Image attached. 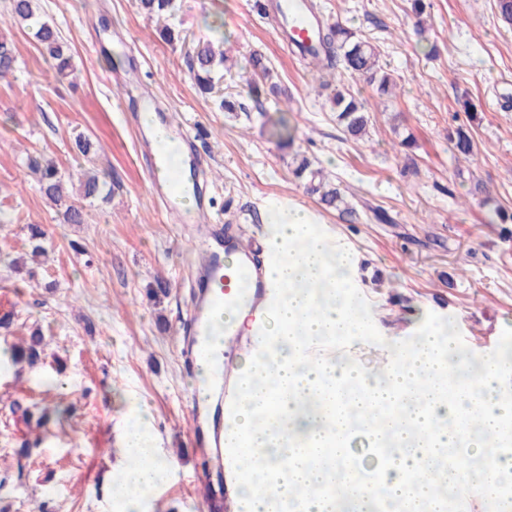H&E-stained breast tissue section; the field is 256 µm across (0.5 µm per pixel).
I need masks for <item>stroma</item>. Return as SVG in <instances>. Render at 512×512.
Returning <instances> with one entry per match:
<instances>
[{"mask_svg":"<svg viewBox=\"0 0 512 512\" xmlns=\"http://www.w3.org/2000/svg\"><path fill=\"white\" fill-rule=\"evenodd\" d=\"M325 22L353 28L374 44L380 62L400 83L392 100H373L369 138L345 139L320 82L373 99L372 90L340 69L318 72L291 53L274 15L255 0H176L170 24L192 39H223L233 68L224 96L241 111L218 109L219 96L200 93L188 71L187 46L166 43L156 20L136 0H38L72 50L73 74L48 77L50 63L21 27L7 23L18 60L0 81V288L9 291L13 323L0 328V348L45 336L34 366L0 367V457L22 441L33 444L21 468L0 471V512H118L109 471L119 457L117 435L137 399L150 408L160 451L178 468L159 488L149 512H189L202 454L188 434L189 389L178 351V328L191 303L196 228L178 223L149 189L140 152V101L125 97L132 75L164 113L183 121L200 157V181L215 223L231 224L245 242L260 238L261 210L285 198L318 213L338 245L358 254L355 287L378 324L359 353L383 370L387 345L409 339L415 317L453 320L467 353L499 354L512 343V24L496 0H425L415 16L410 0H315ZM424 33H417V25ZM270 60L281 95L255 88L246 66L251 52ZM477 154L455 158L450 134L469 116ZM295 128L294 147L278 146L279 118ZM101 151L84 156L78 134ZM413 136L405 148L401 140ZM346 190L358 223L322 206L291 173L294 151ZM45 157L66 171L108 173L112 198L96 203L84 224L60 223L34 188L27 163ZM486 192L473 194L475 184ZM387 211L380 224L374 210ZM40 224L51 248L36 277L14 272L25 255L27 227ZM166 281V294L156 293ZM58 374L62 389L49 390ZM59 406L48 427L25 424L13 403Z\"/></svg>","mask_w":512,"mask_h":512,"instance_id":"stroma-1","label":"stroma"}]
</instances>
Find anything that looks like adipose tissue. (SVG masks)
Masks as SVG:
<instances>
[{
  "label": "adipose tissue",
  "mask_w": 512,
  "mask_h": 512,
  "mask_svg": "<svg viewBox=\"0 0 512 512\" xmlns=\"http://www.w3.org/2000/svg\"><path fill=\"white\" fill-rule=\"evenodd\" d=\"M262 222L269 307L251 311L232 291L218 297L215 321L220 329L232 316L234 330L252 342L238 409L224 422L240 512H340L336 474L320 459L348 457L352 424L344 403L362 416L389 411L386 424L367 432L373 442L392 443L389 456L377 458L372 480L345 479L350 512H373L379 497L389 512H444L430 481L434 471L459 497L492 495L511 480L512 455L496 445L512 423V362L485 357L478 379L449 392L455 346L428 321L412 341L393 344L380 373L323 354L336 341L354 347L373 333L371 313L352 291L355 255L338 250L318 215L288 200H270ZM130 409L118 438L126 463L113 470L110 496L122 512H139L173 464L158 451L149 410L138 400ZM450 447L465 448L475 467L442 468Z\"/></svg>",
  "instance_id": "adipose-tissue-1"
}]
</instances>
